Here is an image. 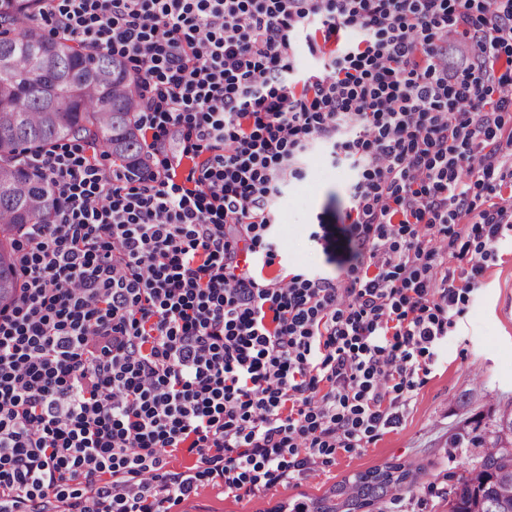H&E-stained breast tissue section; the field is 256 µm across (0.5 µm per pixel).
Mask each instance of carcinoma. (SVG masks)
<instances>
[{"label": "carcinoma", "instance_id": "carcinoma-1", "mask_svg": "<svg viewBox=\"0 0 512 512\" xmlns=\"http://www.w3.org/2000/svg\"><path fill=\"white\" fill-rule=\"evenodd\" d=\"M44 0H0V301L18 270L11 258L16 229L46 224L56 200L47 182L20 156L59 141L84 138L116 165L137 166L142 144L135 112L138 78L126 62L92 53L67 37L37 30ZM450 448H476L448 490V512H512V416L466 422L448 438ZM420 466L393 463L336 485L332 495L293 504L291 512H362L395 498Z\"/></svg>", "mask_w": 512, "mask_h": 512}]
</instances>
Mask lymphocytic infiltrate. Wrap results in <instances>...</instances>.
Segmentation results:
<instances>
[{
  "mask_svg": "<svg viewBox=\"0 0 512 512\" xmlns=\"http://www.w3.org/2000/svg\"><path fill=\"white\" fill-rule=\"evenodd\" d=\"M47 19L133 62L151 139L136 172L84 146L22 159L58 206L22 230L0 307V512H169L206 478L251 494L399 424L415 354L470 290L434 278L428 234L473 214L461 175L512 179V0H51ZM303 32L332 65L300 88ZM326 144L360 171L321 237L346 276L258 282L270 202ZM477 216L476 245L446 243L475 276L512 205ZM183 451L198 467L164 471Z\"/></svg>",
  "mask_w": 512,
  "mask_h": 512,
  "instance_id": "obj_1",
  "label": "lymphocytic infiltrate"
}]
</instances>
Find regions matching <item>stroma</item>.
I'll use <instances>...</instances> for the list:
<instances>
[{"mask_svg":"<svg viewBox=\"0 0 512 512\" xmlns=\"http://www.w3.org/2000/svg\"><path fill=\"white\" fill-rule=\"evenodd\" d=\"M289 63L296 80L325 73L329 59L322 38H298ZM357 179L350 161L321 147L276 198L274 258L257 265V274L269 279L324 270L325 255L313 235L329 204L350 205ZM434 271L460 284L471 278L467 262L449 252L438 255ZM474 281L452 312L447 336L417 357V386L399 408L400 424L379 431L364 447L337 449L328 462L264 492L235 497L225 494L223 485L199 483L169 512L288 510L298 499L330 494L355 474L399 462L424 465L428 475L405 484L397 498L378 503L374 512H448L449 476L457 470V458L466 454L460 448L456 459H449V436L468 418L512 407V234L502 237Z\"/></svg>","mask_w":512,"mask_h":512,"instance_id":"stroma-1","label":"stroma"}]
</instances>
